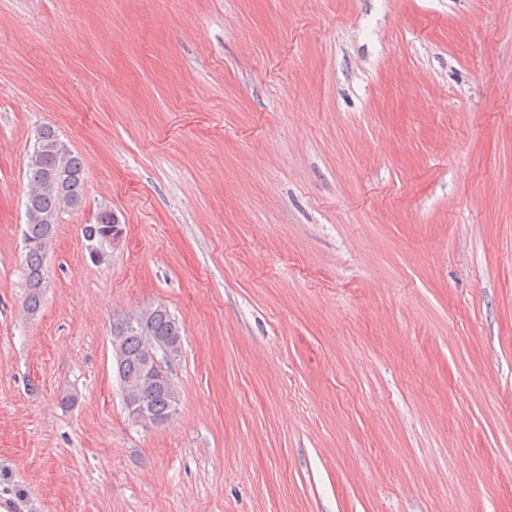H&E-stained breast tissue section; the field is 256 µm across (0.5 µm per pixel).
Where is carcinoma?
I'll use <instances>...</instances> for the list:
<instances>
[{
    "label": "carcinoma",
    "instance_id": "carcinoma-1",
    "mask_svg": "<svg viewBox=\"0 0 512 512\" xmlns=\"http://www.w3.org/2000/svg\"><path fill=\"white\" fill-rule=\"evenodd\" d=\"M28 191L25 203L26 222L24 258L28 313L38 311L44 288V259L56 236L62 214L75 208L84 194L85 167L83 159L61 143L55 130L43 126L37 133L26 164ZM103 238L123 225L110 222L108 215L97 216V223L87 225ZM182 330L166 307L159 305L141 313L134 328L124 336L118 350L124 364L118 373L123 398H141L150 413L162 423L172 419L178 404L171 375L166 367L153 373L143 365V351L148 339L164 340Z\"/></svg>",
    "mask_w": 512,
    "mask_h": 512
}]
</instances>
